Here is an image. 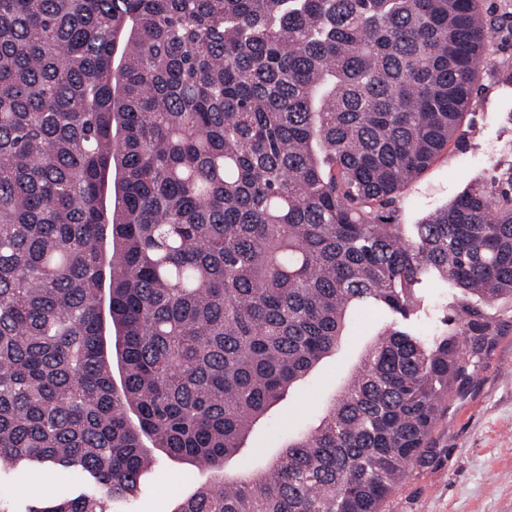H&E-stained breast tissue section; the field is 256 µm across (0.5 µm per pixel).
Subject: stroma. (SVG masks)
<instances>
[{
    "label": "stroma",
    "instance_id": "35a3bbf8",
    "mask_svg": "<svg viewBox=\"0 0 512 512\" xmlns=\"http://www.w3.org/2000/svg\"><path fill=\"white\" fill-rule=\"evenodd\" d=\"M484 105L468 115L469 148L449 150L411 186L403 197V221L412 224L449 203L471 177L501 157L504 114L512 108L495 77L482 80ZM452 291L426 288L415 318L425 337L447 328ZM386 311L354 307L335 351L278 401L249 434L237 455L225 463L234 474L255 464L256 448L275 453L288 439L318 424L328 401L343 387L377 329L389 321ZM212 472L188 461L162 456L153 465L140 496L128 512H173L179 498L190 495ZM72 496L78 478L58 479L56 473L33 468L0 476V512H25L43 498L48 487ZM381 512H512V330L496 337L476 378L451 393L436 420L425 457L411 466L398 491Z\"/></svg>",
    "mask_w": 512,
    "mask_h": 512
}]
</instances>
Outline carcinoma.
Returning <instances> with one entry per match:
<instances>
[{"instance_id": "carcinoma-1", "label": "carcinoma", "mask_w": 512, "mask_h": 512, "mask_svg": "<svg viewBox=\"0 0 512 512\" xmlns=\"http://www.w3.org/2000/svg\"><path fill=\"white\" fill-rule=\"evenodd\" d=\"M483 2L0 0V474L86 483L26 512L222 471L360 304L392 321L319 425L174 512H380L512 311V165L399 221L512 32ZM451 298L452 290L446 286L423 289L422 302L415 323L425 337L432 338L453 327L458 329V324L455 322L448 321L446 324V319L453 315L449 307Z\"/></svg>"}]
</instances>
